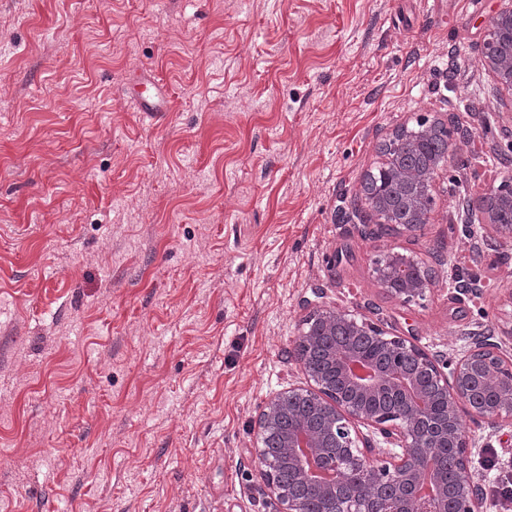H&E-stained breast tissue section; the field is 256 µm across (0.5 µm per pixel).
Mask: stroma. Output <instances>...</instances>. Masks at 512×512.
<instances>
[{"label":"stroma","instance_id":"1","mask_svg":"<svg viewBox=\"0 0 512 512\" xmlns=\"http://www.w3.org/2000/svg\"><path fill=\"white\" fill-rule=\"evenodd\" d=\"M503 0H0V512H277L254 424L306 311L370 304L444 360L512 320V182L476 57ZM165 109L137 112L138 70ZM473 131L421 234L361 182L420 116ZM433 271L402 306L374 261ZM476 293L456 294V280ZM487 512L512 427L480 451ZM512 209V183L505 182L493 189L485 197L480 207V223L494 233V239L512 240V216L505 214L502 217L503 223L498 221L500 209Z\"/></svg>","mask_w":512,"mask_h":512}]
</instances>
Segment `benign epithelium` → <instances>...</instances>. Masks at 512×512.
Returning <instances> with one entry per match:
<instances>
[{"label":"benign epithelium","instance_id":"benign-epithelium-1","mask_svg":"<svg viewBox=\"0 0 512 512\" xmlns=\"http://www.w3.org/2000/svg\"><path fill=\"white\" fill-rule=\"evenodd\" d=\"M512 30V0L488 21L477 59L488 72L501 104L512 111V54L496 50L497 29ZM438 160L425 173L404 172L409 183L432 190ZM512 209V183L485 197L480 223L496 239L512 240V225L498 221ZM410 224L389 231L415 235L429 223L430 210L410 205ZM381 289L394 301L421 300L433 280L419 272L418 260L390 252L375 271ZM295 342L294 357L306 376L303 385L272 395L260 411L254 451L279 512H484L486 496L472 474V449L512 425V377L496 366L512 358V325L499 340L473 336L461 356L440 367L438 355L406 336L392 334L366 314L312 305ZM487 427L476 436L462 427L460 410ZM454 448L459 474L448 500L434 458Z\"/></svg>","mask_w":512,"mask_h":512}]
</instances>
